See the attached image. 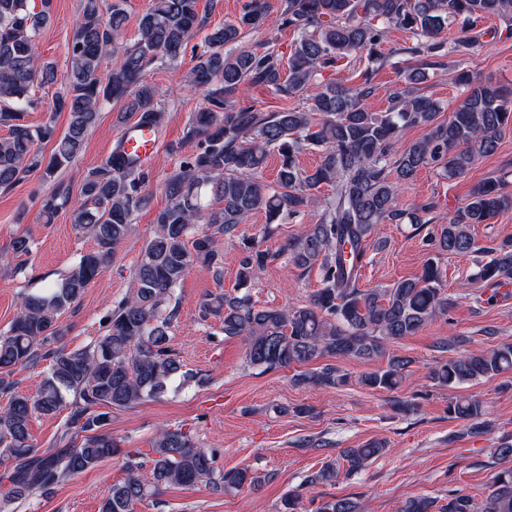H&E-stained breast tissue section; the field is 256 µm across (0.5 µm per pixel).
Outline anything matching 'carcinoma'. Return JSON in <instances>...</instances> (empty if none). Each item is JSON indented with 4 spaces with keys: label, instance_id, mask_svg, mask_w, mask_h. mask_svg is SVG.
I'll return each instance as SVG.
<instances>
[{
    "label": "carcinoma",
    "instance_id": "carcinoma-1",
    "mask_svg": "<svg viewBox=\"0 0 512 512\" xmlns=\"http://www.w3.org/2000/svg\"><path fill=\"white\" fill-rule=\"evenodd\" d=\"M50 2L41 0L42 9L35 12L30 0H0V127L8 131L0 138V189L38 170L43 180L54 179L75 161L99 112L111 102L123 104L136 125L159 130L165 115L145 71L153 63H176L203 26L198 0H150L139 17L137 40L125 46L120 42L127 21L123 0L107 9L102 0H83L66 49L70 80L53 99L55 110L69 114L66 129L58 133L51 124L34 127L25 120L35 103L31 91L57 83L55 66L36 50L37 37L50 22ZM265 15L263 0H250L236 20L207 33L187 77L208 93V106L194 113L190 123L198 148L163 180L167 204L142 248L131 292L112 304L94 343L69 349L62 342L59 316L102 274L130 234L150 178L143 161L123 151L121 140L84 175L73 226L94 239L95 249L50 287L23 294L9 330L0 333V395L7 398L0 406V512H11L35 494L47 497L68 477L120 453L110 431L112 409L134 408L196 378L171 345L180 313L177 290L197 263L221 279L224 240L237 237L241 224L258 210L266 213V236L311 208H321V214L317 223L286 239L277 253L253 239L242 240L234 293L210 294L199 305L202 321L216 319L224 338L246 342L247 365L273 370L322 357L384 358L386 366L365 373L361 383L394 391L413 359L389 353L387 345L448 313L450 302L434 257L417 279L387 288L360 287L365 243L382 224L408 223L419 230L433 223L431 202L411 210L399 207L401 187L428 165H441L452 179L492 154L512 131V92L463 71L457 76L463 99L445 122L439 120V102L420 93L425 73L416 68L404 74L386 111H368L365 100L374 91L373 73L390 59L382 52L388 27L412 33L415 42L402 52L429 57L433 66L445 49L442 33L457 21L466 24L455 42L457 52L480 43V21L489 17L504 23L497 35L512 38V0H284L280 26L297 34L286 67L270 44L253 47L242 41L243 31L260 28ZM363 58L367 65L356 83L324 78L342 61ZM256 85L281 97L298 96L306 106L263 113L234 99ZM416 127L429 132L399 145L405 131ZM44 141L52 143L47 159L40 150ZM307 148L320 152L311 170L298 163ZM273 155L279 169L270 185L263 173ZM324 186L332 193L323 198ZM210 196L222 206L207 202ZM65 203L60 192L45 196L40 211L45 222ZM511 208L504 181L489 178L471 190L448 223L435 225L426 236L440 255H487L477 264L474 279L504 284L512 280V238L481 246L470 226L491 224ZM281 255L300 269L317 270L320 288L303 306H257L247 288ZM462 343L458 336L439 339L440 351L452 356L432 370L437 384L454 388L512 373V343L482 350H463ZM41 364L44 377L37 392H18L10 379L14 371ZM293 382L329 388L345 384L347 377L336 365L325 364L294 374ZM62 412L58 447L34 445L31 419ZM448 414L477 421L485 405L474 396H459L448 404ZM384 452V445L373 441L345 448L341 457L348 471L357 472ZM215 458L216 450L198 447L190 433L163 429L148 450L126 452L127 476L112 485L100 512H136L138 504L167 486L204 483L224 491L261 485V477L248 468L217 470ZM146 465L147 479L140 475ZM336 476V461L330 460L308 482H332ZM492 487L480 511L469 496L455 494L440 512H512V467L498 471ZM434 508L430 498L414 496L404 501L401 512ZM320 512H358V503L332 499Z\"/></svg>",
    "mask_w": 512,
    "mask_h": 512
}]
</instances>
